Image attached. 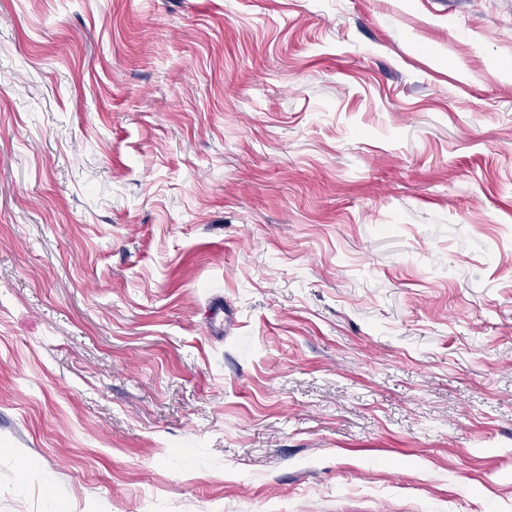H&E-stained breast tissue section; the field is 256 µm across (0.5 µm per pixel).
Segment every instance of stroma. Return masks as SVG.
Instances as JSON below:
<instances>
[{"label":"stroma","instance_id":"1","mask_svg":"<svg viewBox=\"0 0 512 512\" xmlns=\"http://www.w3.org/2000/svg\"><path fill=\"white\" fill-rule=\"evenodd\" d=\"M0 512H512V0H0Z\"/></svg>","mask_w":512,"mask_h":512}]
</instances>
